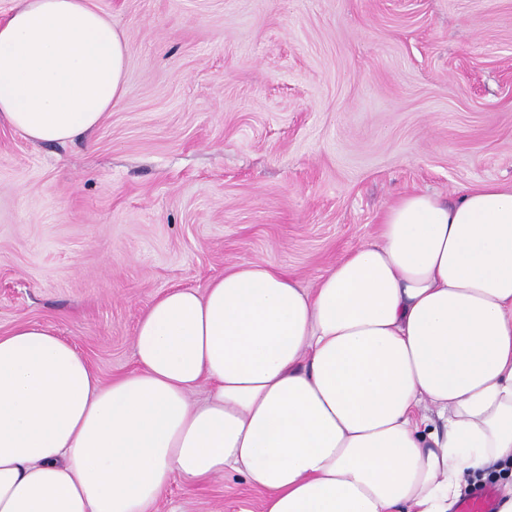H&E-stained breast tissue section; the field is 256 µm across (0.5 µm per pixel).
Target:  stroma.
I'll return each mask as SVG.
<instances>
[{
	"instance_id": "35a3bbf8",
	"label": "stroma",
	"mask_w": 512,
	"mask_h": 512,
	"mask_svg": "<svg viewBox=\"0 0 512 512\" xmlns=\"http://www.w3.org/2000/svg\"><path fill=\"white\" fill-rule=\"evenodd\" d=\"M129 46L87 140L0 126V333L51 328L103 381L163 291L270 260L302 286L403 194L512 185V0H93ZM229 473L153 512H260Z\"/></svg>"
}]
</instances>
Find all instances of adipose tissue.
Segmentation results:
<instances>
[{
	"mask_svg": "<svg viewBox=\"0 0 512 512\" xmlns=\"http://www.w3.org/2000/svg\"><path fill=\"white\" fill-rule=\"evenodd\" d=\"M128 53L92 0H18L0 125L92 133ZM134 358L105 383L51 329L0 333V512H151L229 473L264 512H451L492 471L512 512V185L401 196L311 290L270 261L169 289Z\"/></svg>",
	"mask_w": 512,
	"mask_h": 512,
	"instance_id": "1",
	"label": "adipose tissue"
}]
</instances>
